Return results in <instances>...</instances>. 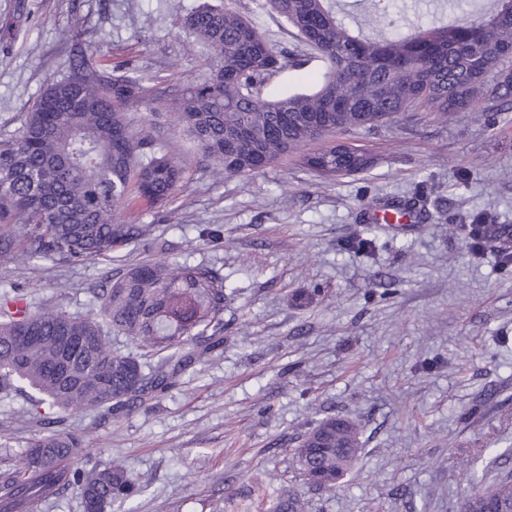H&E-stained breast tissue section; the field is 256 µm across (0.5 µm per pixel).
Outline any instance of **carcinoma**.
<instances>
[{"label":"carcinoma","mask_w":512,"mask_h":512,"mask_svg":"<svg viewBox=\"0 0 512 512\" xmlns=\"http://www.w3.org/2000/svg\"><path fill=\"white\" fill-rule=\"evenodd\" d=\"M317 51L328 68L311 92L265 99L261 88L288 61L235 9L204 0L184 26L214 56L209 78L188 84L174 109L216 174L259 171L288 153L316 174L366 170L356 146L302 154L307 143L392 120L403 112H463L480 102L512 112V0H459L452 24L390 35L404 25L391 0H372L364 23L340 19L335 0H266ZM141 78L106 75L84 56L51 82L33 111L0 139V266L43 258L69 265L112 257L142 235L123 220L135 197L172 203L184 175L181 160L155 153L154 127L132 130L122 109L144 98ZM99 317L38 308L19 293L0 295V392L36 391L34 410L47 423L73 411L129 408L171 384L176 372L224 342V278L205 265L139 263L94 290ZM33 339L21 340V332ZM83 338L64 354L60 337ZM124 336L138 352L112 349ZM154 368L144 371L152 360ZM362 452L356 425L320 421L294 449L306 484L332 490ZM83 436L56 432L36 439L22 466L0 472V512H31L73 488L85 512H105L139 488L112 462L86 468ZM512 512V471L474 482L462 512ZM276 512H304L295 493Z\"/></svg>","instance_id":"carcinoma-1"}]
</instances>
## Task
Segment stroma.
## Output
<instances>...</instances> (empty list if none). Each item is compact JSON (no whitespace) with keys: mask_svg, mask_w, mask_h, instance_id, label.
Returning a JSON list of instances; mask_svg holds the SVG:
<instances>
[{"mask_svg":"<svg viewBox=\"0 0 512 512\" xmlns=\"http://www.w3.org/2000/svg\"><path fill=\"white\" fill-rule=\"evenodd\" d=\"M200 2L0 0V136L91 54L101 71L142 78L126 120L154 124L185 167L177 223L133 202L124 218L146 232L111 262L36 258L0 269V291L92 317L91 289L137 263H202L224 278L221 348L135 409L74 412L54 428L83 435L93 461H118L142 489L138 512H274L288 490L305 512H460L469 480L512 471V264L494 234L512 226V112H406L355 131L372 158L357 175L325 179L288 155L214 178L173 109L210 75L209 49L178 16ZM226 2L292 60L264 96L316 88L327 64L283 18L263 0ZM378 200L424 219L366 233ZM472 224L491 227L478 252ZM364 236L371 250L352 249ZM335 415L358 422L363 451L336 490H316L292 450ZM54 428L28 394L0 393V470Z\"/></svg>","mask_w":512,"mask_h":512,"instance_id":"stroma-1","label":"stroma"}]
</instances>
